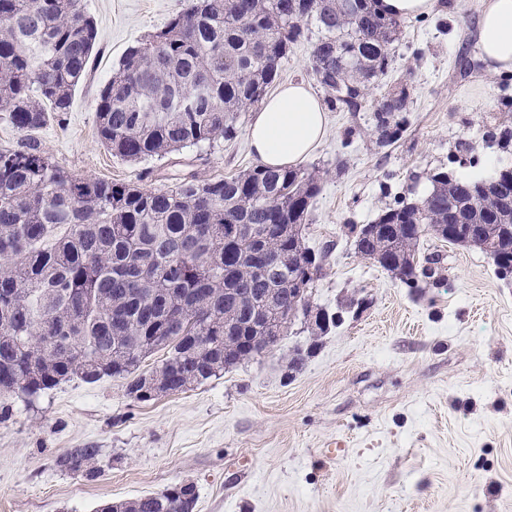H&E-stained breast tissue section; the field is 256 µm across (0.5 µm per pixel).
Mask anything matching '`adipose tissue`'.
<instances>
[{"instance_id": "adipose-tissue-1", "label": "adipose tissue", "mask_w": 512, "mask_h": 512, "mask_svg": "<svg viewBox=\"0 0 512 512\" xmlns=\"http://www.w3.org/2000/svg\"><path fill=\"white\" fill-rule=\"evenodd\" d=\"M476 50L488 72L512 76V0H479ZM327 125L321 97L309 85L291 82L254 112L249 146L263 165L294 166L319 145Z\"/></svg>"}]
</instances>
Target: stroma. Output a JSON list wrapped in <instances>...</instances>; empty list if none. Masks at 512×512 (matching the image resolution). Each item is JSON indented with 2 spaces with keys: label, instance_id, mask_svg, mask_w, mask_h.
<instances>
[{
  "label": "stroma",
  "instance_id": "1",
  "mask_svg": "<svg viewBox=\"0 0 512 512\" xmlns=\"http://www.w3.org/2000/svg\"><path fill=\"white\" fill-rule=\"evenodd\" d=\"M187 4L84 0L97 45L64 122L26 135L0 119V149L31 139L72 175L145 189L255 165L246 114L232 139L162 158L127 161L98 137L97 95L113 69ZM477 20V0L406 20L366 107L329 112L306 160L322 176L306 238L331 248L315 299L332 308L357 295L363 312L345 314L294 376L291 335L262 359L145 403L118 378L0 396V512H97L184 482L196 487L194 512H512V279L478 249L428 235L420 252L439 256L440 280L410 289L356 254L348 232L398 198L427 197L433 171L471 173L502 156L512 77L455 65ZM402 86L405 128L378 146L371 106ZM339 440L344 457L326 459ZM70 448L99 449L96 478L57 467Z\"/></svg>",
  "mask_w": 512,
  "mask_h": 512
}]
</instances>
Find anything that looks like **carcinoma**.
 I'll return each mask as SVG.
<instances>
[{"mask_svg": "<svg viewBox=\"0 0 512 512\" xmlns=\"http://www.w3.org/2000/svg\"><path fill=\"white\" fill-rule=\"evenodd\" d=\"M373 2L191 0L130 48L99 91L102 144L139 160L233 136L312 24V71L327 107L361 111L401 29ZM97 37L82 0H0V112L14 128L64 121ZM188 87L198 91L193 108L179 105ZM408 97L403 87L373 107L379 146L399 134ZM498 171L486 183L430 175L428 201L382 209L375 223L389 234L360 239L356 253L409 288L436 273L439 259L420 257L425 231L446 242V225L473 224L478 234L467 245L512 255V161L499 160ZM320 190L314 167L258 163L228 178L190 171L144 189L73 176L31 140L0 149V394L105 377L126 380L130 394L143 379L140 363L161 350L151 373L179 393L274 352L265 337L277 335L279 314L300 321L314 310L336 326L341 315L292 294L300 276L316 288L331 250H311L303 234ZM187 336L205 341L192 348ZM226 336L235 337L229 346ZM98 456L97 448H70L56 464L92 479ZM195 502L145 495L97 512H193Z\"/></svg>", "mask_w": 512, "mask_h": 512, "instance_id": "carcinoma-1", "label": "carcinoma"}]
</instances>
